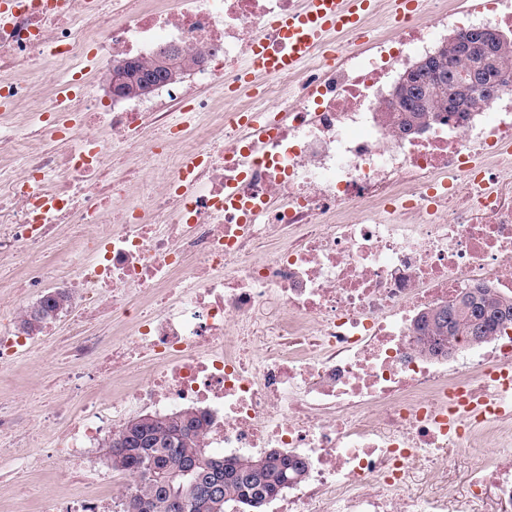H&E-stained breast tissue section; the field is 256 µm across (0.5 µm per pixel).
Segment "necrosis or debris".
<instances>
[{
    "instance_id": "1",
    "label": "necrosis or debris",
    "mask_w": 512,
    "mask_h": 512,
    "mask_svg": "<svg viewBox=\"0 0 512 512\" xmlns=\"http://www.w3.org/2000/svg\"><path fill=\"white\" fill-rule=\"evenodd\" d=\"M0 12V259L29 299L77 294L71 339L29 449L0 404L15 512H123L130 483L96 458L125 418L192 409L225 456L306 464L272 512H512V326L454 357L414 324L465 289L512 297V73L466 118L400 136L388 84L449 34L512 33V0H428L398 29L362 25L298 71L240 77L297 0H6ZM171 45L202 58L156 95L104 102L110 64ZM65 71L73 88L33 81ZM258 128L246 131L244 117ZM78 228L76 238L58 227ZM267 325L258 317L270 301ZM105 315L112 326L87 328ZM111 385L112 395L99 389ZM494 444L465 493L452 455Z\"/></svg>"
}]
</instances>
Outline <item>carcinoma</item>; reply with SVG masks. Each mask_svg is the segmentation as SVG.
Segmentation results:
<instances>
[{"label": "carcinoma", "mask_w": 512, "mask_h": 512, "mask_svg": "<svg viewBox=\"0 0 512 512\" xmlns=\"http://www.w3.org/2000/svg\"><path fill=\"white\" fill-rule=\"evenodd\" d=\"M444 56L459 71H467L480 60L450 43ZM485 69L500 77L512 69V56L503 51L494 56ZM456 113L464 115L488 102L478 92H462L460 79L430 80L424 102L407 112L393 107L382 113L383 120L398 133L427 127L448 102ZM482 307L462 309L445 304L435 311L431 323L415 325L421 350L429 355L457 336H476L483 342L497 331V321L485 312L495 313L505 307L512 311V299H505L489 288L482 289ZM70 305L68 294L58 291L37 303L43 320H49ZM209 423L193 410L167 415H152L145 423H124L106 446L114 448L117 439L128 435L141 440L143 447L126 457L117 471L130 475L135 486L129 501L145 506L144 512H259L267 501L296 483L305 473L301 461L289 459L277 451L260 457L225 459L216 456L206 443Z\"/></svg>", "instance_id": "carcinoma-1"}]
</instances>
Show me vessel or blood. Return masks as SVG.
I'll list each match as a JSON object with an SVG mask.
<instances>
[{
  "label": "vessel or blood",
  "mask_w": 512,
  "mask_h": 512,
  "mask_svg": "<svg viewBox=\"0 0 512 512\" xmlns=\"http://www.w3.org/2000/svg\"><path fill=\"white\" fill-rule=\"evenodd\" d=\"M369 6L370 0H302L298 11L273 25V34L283 42V50L275 53L266 41L254 42L244 59V72L296 67L328 31L357 25Z\"/></svg>",
  "instance_id": "b4317fda"
}]
</instances>
